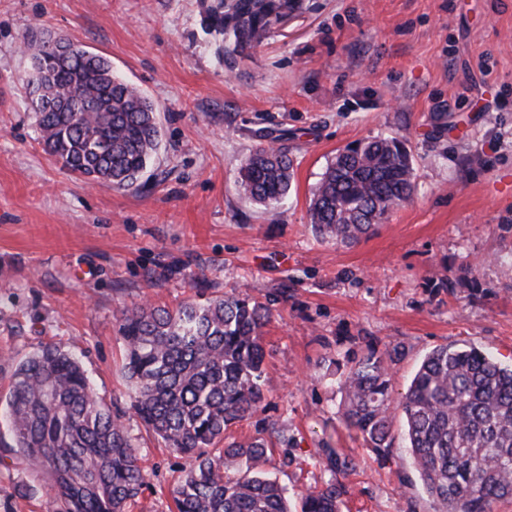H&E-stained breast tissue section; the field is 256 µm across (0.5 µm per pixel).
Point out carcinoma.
<instances>
[{"instance_id": "carcinoma-1", "label": "carcinoma", "mask_w": 512, "mask_h": 512, "mask_svg": "<svg viewBox=\"0 0 512 512\" xmlns=\"http://www.w3.org/2000/svg\"><path fill=\"white\" fill-rule=\"evenodd\" d=\"M301 6L203 0V23L221 37V58L234 60L262 46ZM29 50L24 82L49 155L79 178L133 186L160 144L151 103L87 49L63 58L45 38ZM292 170L286 150L260 145L240 160L239 185L255 204L276 206L288 196ZM413 183L404 141L347 145L313 193V228L324 240L356 243L409 199ZM269 317L270 309L247 294L123 314L132 408L168 448L190 459L174 490L176 512H293L287 489L264 469L269 443L231 439L232 428L264 401L262 328ZM366 347L340 381L346 427L386 457L401 416L435 512H491L512 503V365L465 343L441 345L395 398L398 348ZM122 418L101 402L71 353L45 345L18 364L7 398L11 451L46 475L49 512H125L141 493L146 473ZM345 492L334 477L299 495L300 512H340Z\"/></svg>"}]
</instances>
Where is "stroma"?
Returning a JSON list of instances; mask_svg holds the SVG:
<instances>
[{"label":"stroma","mask_w":512,"mask_h":512,"mask_svg":"<svg viewBox=\"0 0 512 512\" xmlns=\"http://www.w3.org/2000/svg\"><path fill=\"white\" fill-rule=\"evenodd\" d=\"M47 35L107 58L152 102L162 142L137 186L87 184L44 151L21 46ZM377 137L405 140L412 197L354 245L321 241L316 186L338 149ZM261 144L293 161L275 208L238 184ZM239 292L272 314L265 402L237 440L287 433L266 470L294 494L333 478L334 449L353 465L341 512H434L403 438L383 458L345 428L339 380L369 341L398 348L397 397L442 344L512 359V0H306L230 66L201 0H0V512L48 510L41 474L11 452L5 395L50 344L124 416L150 477L127 512H172L188 460L131 408L121 319Z\"/></svg>","instance_id":"35a3bbf8"}]
</instances>
